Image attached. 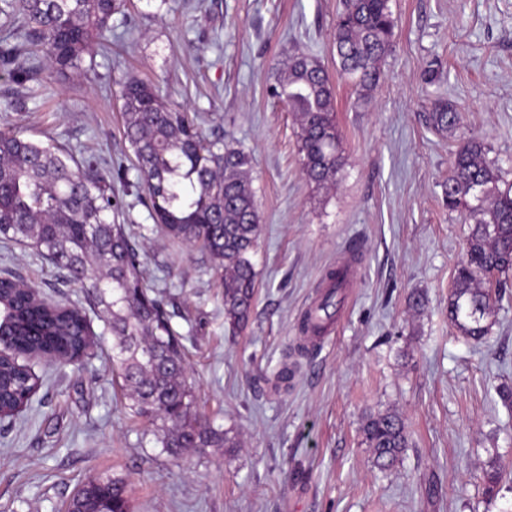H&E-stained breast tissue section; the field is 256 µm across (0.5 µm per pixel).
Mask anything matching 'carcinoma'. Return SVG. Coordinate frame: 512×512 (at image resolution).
<instances>
[{
  "label": "carcinoma",
  "instance_id": "cac0c4a2",
  "mask_svg": "<svg viewBox=\"0 0 512 512\" xmlns=\"http://www.w3.org/2000/svg\"><path fill=\"white\" fill-rule=\"evenodd\" d=\"M120 0H6L5 22L16 25L0 40V71L14 82L35 79L32 62L45 49L56 76H85L97 66L96 54L112 44V16ZM395 20L390 0H344L332 33L342 76L357 98L377 88L380 63L390 51ZM269 94L293 112L298 154L307 180L319 187L336 184L344 165L342 134L336 124L330 77L313 56L291 57ZM124 137L135 159L138 183L146 193L156 231L165 239L209 257L220 276L224 319L234 330L250 320L257 284L252 256L260 234V213L249 156L218 137L207 139L204 116H192L166 102L152 84L130 76L120 83ZM426 123L440 135H454L461 113L439 99ZM123 165L110 172L94 157L78 160L66 149L0 130V243L35 249L50 264L87 284V306L66 305L26 291L9 268L0 269V410L12 418L25 410L40 378L18 358L37 351L48 364L86 361L97 338L89 315L112 335V371L121 379L125 410L148 422L166 454L238 448L239 435L213 427L197 412L186 348L167 310L164 289L146 282L140 251L127 225L112 221L121 208L114 184L127 183ZM500 168L487 159L485 144L460 140L452 153L443 200L473 225L448 300V316L474 340L490 334L485 320L492 298L483 276L512 269V184L500 186ZM327 290L303 332L319 335L333 320L343 274H326ZM363 433L373 463L393 467L408 447L402 418L394 412L366 420ZM500 465L484 475L485 492L497 493L506 471ZM71 512H129L127 479L105 475L88 481L69 501Z\"/></svg>",
  "mask_w": 512,
  "mask_h": 512
}]
</instances>
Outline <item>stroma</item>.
<instances>
[{"mask_svg": "<svg viewBox=\"0 0 512 512\" xmlns=\"http://www.w3.org/2000/svg\"><path fill=\"white\" fill-rule=\"evenodd\" d=\"M390 6L393 47L371 98L335 83L345 164L327 192L304 176L294 116L267 90L294 54L335 72L341 0H126L94 74L59 82L39 71L53 112L0 73V127L111 168L134 163L116 83L152 81L165 100L204 115L208 137L250 155L261 216L258 293L240 332L224 322L210 259L154 232L137 183L118 217L147 253L149 281L172 286L199 411L238 432L241 447L163 453L146 423L126 418L112 336L97 321L96 356L80 367L32 362L43 385L22 416L0 422V512H61L104 474L128 478L131 512H512V481L495 498L483 493L484 472L512 462V408L500 398L512 387V272L492 293L490 335L463 336L448 296L470 227L443 203L455 141L423 121L436 98L454 102L464 135L482 139L512 181V0ZM434 59L430 85L423 72ZM346 253L358 275L320 342L298 353L300 319ZM4 265L52 301L83 298L26 247L0 248ZM287 357L295 376L275 387ZM386 411L403 418L410 441L400 464L382 470L362 424Z\"/></svg>", "mask_w": 512, "mask_h": 512, "instance_id": "35a3bbf8", "label": "stroma"}]
</instances>
